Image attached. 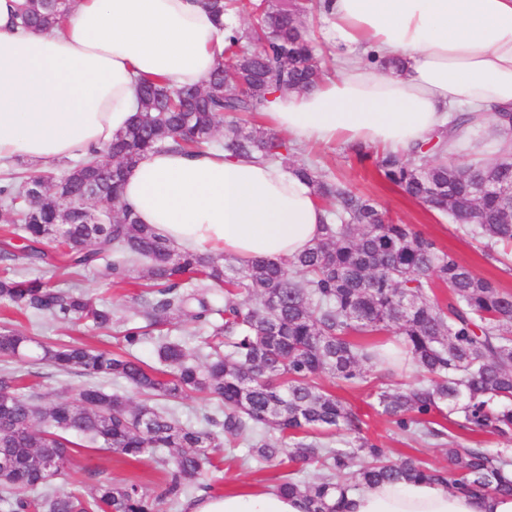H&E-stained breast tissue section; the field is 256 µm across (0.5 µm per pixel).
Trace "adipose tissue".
<instances>
[{
  "label": "adipose tissue",
  "mask_w": 512,
  "mask_h": 512,
  "mask_svg": "<svg viewBox=\"0 0 512 512\" xmlns=\"http://www.w3.org/2000/svg\"><path fill=\"white\" fill-rule=\"evenodd\" d=\"M22 0H0V159L44 170L101 149L136 112L135 83L205 82L224 24L199 0H74L49 31L28 30ZM334 78L273 99L268 125L294 139L411 152L426 144L480 165L512 157V0H319ZM400 57L396 71L379 62ZM476 115L454 130L456 113ZM121 201L180 250L278 261L312 247L328 216L292 170L221 150L164 151L128 168ZM186 512H306L275 488L190 500ZM340 512H512L511 495L417 480L349 492Z\"/></svg>",
  "instance_id": "adipose-tissue-1"
}]
</instances>
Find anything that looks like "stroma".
Returning <instances> with one entry per match:
<instances>
[{
    "mask_svg": "<svg viewBox=\"0 0 512 512\" xmlns=\"http://www.w3.org/2000/svg\"><path fill=\"white\" fill-rule=\"evenodd\" d=\"M299 154L301 157L314 160L342 186L370 198L397 223L411 225L415 231L434 239L445 250L453 253L460 263L490 279L500 290L512 293V264H500L494 254L486 250L483 243L466 235L457 224L428 210L408 197L399 187L380 177L372 162H358L349 145L339 141L303 142L299 145ZM47 278L53 283L70 280L79 291L94 300L111 304L117 319L120 320L129 317L140 304L138 288L113 287L110 278L106 277L100 268L85 269L70 276L60 270L48 273ZM1 327L18 328L48 341L75 339L96 347L106 346L114 349L118 346L117 330L101 332L89 325L29 318L20 314L16 307L6 300L0 301ZM15 368L25 376L27 384L33 385L36 392L54 400L70 395L88 382L85 376L63 375L46 364L35 366L28 362H19ZM381 382V370L374 366L369 368L367 381L363 386H338L334 392L362 416L365 434L377 439L384 448H387L391 460L417 455L435 465H444L445 455L442 448L414 441L386 418L376 414L372 403ZM236 453L237 460L223 461L221 471L208 476L207 482L212 492H237L280 483L282 469H260L246 462V448H237ZM79 459L82 466L100 470L114 482L136 481L147 486L155 495L163 493L166 488V476L152 458L125 461L104 450L83 448L79 451Z\"/></svg>",
    "mask_w": 512,
    "mask_h": 512,
    "instance_id": "35a3bbf8",
    "label": "stroma"
}]
</instances>
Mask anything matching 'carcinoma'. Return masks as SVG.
<instances>
[{
  "label": "carcinoma",
  "mask_w": 512,
  "mask_h": 512,
  "mask_svg": "<svg viewBox=\"0 0 512 512\" xmlns=\"http://www.w3.org/2000/svg\"><path fill=\"white\" fill-rule=\"evenodd\" d=\"M312 0H249L262 32L224 27V57L202 87L170 90L158 81L138 86L139 111L129 127L100 150L71 164L54 182L42 176L0 185V221L25 241L6 242L0 258V299L37 316L112 328V307L74 289L58 288L32 266L85 269L106 262L112 285L137 270L144 305L125 320L121 351L84 343L46 342L23 331L0 332V356L47 363L63 374L122 380L164 404L135 403L89 384L78 397L44 401L20 392L19 376L0 368V501L8 512H157L160 501L139 482L114 483L80 466L73 448L83 441L125 457H152L167 471L173 502L203 490L200 478L218 468L214 454L248 441L247 459L261 467L315 460L323 473L309 480L291 472L277 489L297 494L306 512H336L331 497L381 481L428 480L474 492L512 494L508 449L446 446L439 422L512 439V294L460 264L407 224L393 223L369 199L336 184L318 165L293 158L275 132L236 117L267 110L270 97L306 91L323 70L309 38ZM67 0H26L24 24L50 29ZM222 149L234 158L279 162L315 188L326 208L325 236L283 261L238 265L222 255L184 252L137 223L121 204L125 169L149 151ZM378 173L429 210L448 217L486 246L512 247V159L481 168L355 149ZM39 185L40 200L26 187ZM112 217L97 223L98 203ZM448 288L440 300L439 286ZM224 292V304L215 293ZM191 320L209 329L207 352L181 340L157 345L159 366L133 355L151 331ZM387 367L376 411L415 440L445 447L447 466L420 458L388 459L362 422L321 379L347 387L367 382L365 365ZM421 378L404 388L399 371ZM218 400L200 425L183 422L173 404L189 394ZM55 473L84 472L87 491L53 489Z\"/></svg>",
  "instance_id": "carcinoma-1"
}]
</instances>
